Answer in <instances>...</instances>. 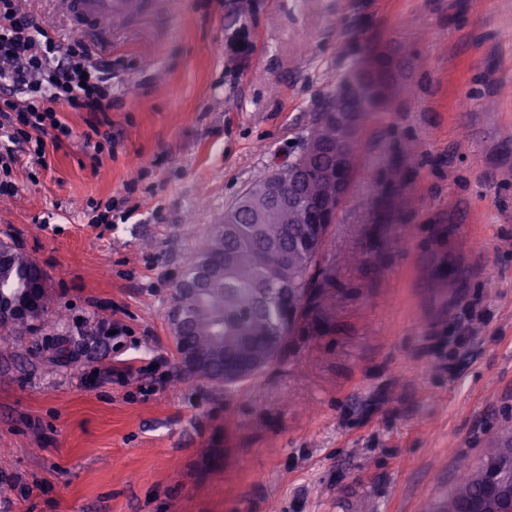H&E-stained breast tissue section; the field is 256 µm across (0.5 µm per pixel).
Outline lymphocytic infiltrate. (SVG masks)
I'll return each instance as SVG.
<instances>
[{"mask_svg":"<svg viewBox=\"0 0 512 512\" xmlns=\"http://www.w3.org/2000/svg\"><path fill=\"white\" fill-rule=\"evenodd\" d=\"M92 115L84 140L100 133V115L112 109V61L81 37L60 43L20 0H0V195L16 190L12 179L17 148L43 157L48 144L72 139L61 108ZM93 141L102 153L111 133Z\"/></svg>","mask_w":512,"mask_h":512,"instance_id":"lymphocytic-infiltrate-1","label":"lymphocytic infiltrate"}]
</instances>
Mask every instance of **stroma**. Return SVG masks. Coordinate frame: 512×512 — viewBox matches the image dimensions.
I'll use <instances>...</instances> for the list:
<instances>
[{
	"label": "stroma",
	"mask_w": 512,
	"mask_h": 512,
	"mask_svg": "<svg viewBox=\"0 0 512 512\" xmlns=\"http://www.w3.org/2000/svg\"><path fill=\"white\" fill-rule=\"evenodd\" d=\"M105 48L111 153L62 112L76 140L19 153L0 196V239L51 307L0 330V512L445 498L512 424V0H145ZM369 49L400 61L399 90L363 126L316 302L251 379L193 377L166 318L177 275ZM122 197L129 220L94 223Z\"/></svg>",
	"instance_id": "1"
}]
</instances>
